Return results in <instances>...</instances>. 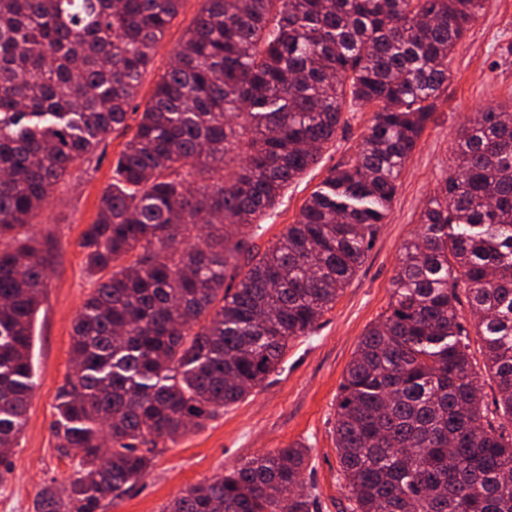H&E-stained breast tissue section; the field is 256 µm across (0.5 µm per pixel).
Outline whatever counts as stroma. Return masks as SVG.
Masks as SVG:
<instances>
[{
  "label": "stroma",
  "instance_id": "1",
  "mask_svg": "<svg viewBox=\"0 0 512 512\" xmlns=\"http://www.w3.org/2000/svg\"><path fill=\"white\" fill-rule=\"evenodd\" d=\"M201 7L202 0H183L142 78L136 106L150 99ZM510 45L512 0H490L456 46L447 97L407 161L389 214L361 267L332 309L309 335L289 343L285 361L269 385L167 443L147 475L119 499L107 501L103 512H162L190 486L296 442L308 448L302 481L316 497V512H346L348 491L338 479L333 433L339 385L365 329L389 307L402 247L417 232L429 197L452 165L462 127L479 110L512 101V55L505 52ZM372 115L369 106L345 108L347 123L319 161L290 183L278 204L250 227L254 251L272 245L331 169L354 157ZM136 123L129 118L126 128L112 132L89 162L61 182L33 221L36 240L50 246L48 288L35 322L36 386L27 424L10 458L11 479L0 487V512H33L42 485L66 483L72 473L71 461L55 450L51 424L57 394L72 373V323L92 287L79 241L97 217L100 198L112 181L113 163Z\"/></svg>",
  "mask_w": 512,
  "mask_h": 512
}]
</instances>
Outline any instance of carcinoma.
Segmentation results:
<instances>
[{"instance_id": "obj_1", "label": "carcinoma", "mask_w": 512, "mask_h": 512, "mask_svg": "<svg viewBox=\"0 0 512 512\" xmlns=\"http://www.w3.org/2000/svg\"><path fill=\"white\" fill-rule=\"evenodd\" d=\"M182 2L0 0V486L26 425L48 287V250L29 227L127 126ZM486 4L203 0L81 233L95 287L51 426L59 457L77 462L67 484L42 487L34 512H101L159 446L278 370L362 264ZM348 102L376 107L356 157L252 254L246 229L318 161ZM420 224L337 395L349 512H512L511 103L467 122ZM473 334L497 384L492 413ZM306 459L301 444L278 448L163 512H312Z\"/></svg>"}]
</instances>
